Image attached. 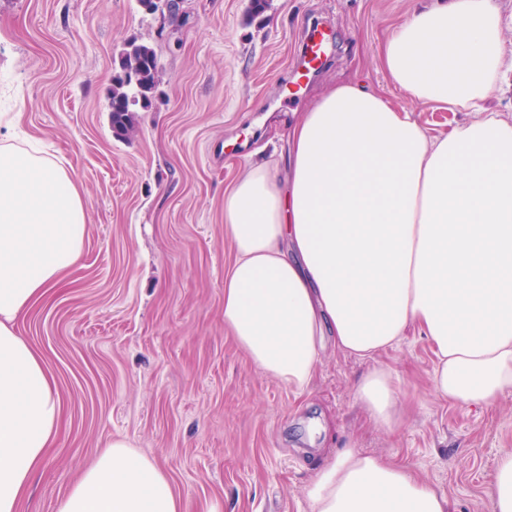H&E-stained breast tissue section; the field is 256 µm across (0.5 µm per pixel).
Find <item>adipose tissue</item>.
I'll return each instance as SVG.
<instances>
[{"label": "adipose tissue", "mask_w": 512, "mask_h": 512, "mask_svg": "<svg viewBox=\"0 0 512 512\" xmlns=\"http://www.w3.org/2000/svg\"><path fill=\"white\" fill-rule=\"evenodd\" d=\"M390 84L471 113L429 134L358 81L332 83L291 126L285 180L256 161L224 192V330L302 392L327 346L373 366L356 399L380 429L401 409L376 358L417 331L438 399L489 407L512 391V121L489 101L512 69L498 0H426L386 39ZM85 198L48 156L0 145V512H19L63 416L57 381L18 330L77 264ZM309 512H455L394 459L347 448L317 468ZM54 512H183L163 469L104 443Z\"/></svg>", "instance_id": "1"}]
</instances>
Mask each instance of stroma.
I'll return each instance as SVG.
<instances>
[{
  "label": "stroma",
  "instance_id": "35a3bbf8",
  "mask_svg": "<svg viewBox=\"0 0 512 512\" xmlns=\"http://www.w3.org/2000/svg\"><path fill=\"white\" fill-rule=\"evenodd\" d=\"M422 0H183L177 22L137 0H0V141L39 142L79 183L87 238L68 284L19 324L65 402L57 442L20 512L53 507L99 446L126 439L167 474L186 512H308L306 486L344 448L390 457L453 500L493 512L485 487L512 450V394L489 407L436 398L416 335L377 361L406 411L390 431L358 406L371 368L326 349L301 394L224 334V190L255 158L288 167V128L314 95L357 76L430 133L468 118L390 85L379 49ZM328 25L326 62L290 88L304 31ZM133 39L161 79L136 134L117 138L108 95Z\"/></svg>",
  "mask_w": 512,
  "mask_h": 512
}]
</instances>
